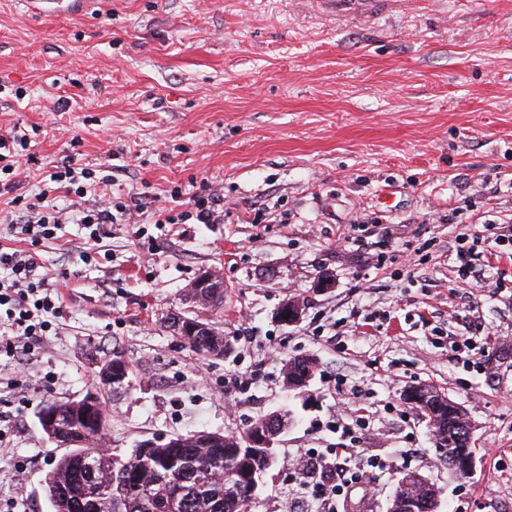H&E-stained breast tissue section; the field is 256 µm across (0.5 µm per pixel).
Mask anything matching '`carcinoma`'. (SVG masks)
Here are the masks:
<instances>
[{
	"label": "carcinoma",
	"instance_id": "cac0c4a2",
	"mask_svg": "<svg viewBox=\"0 0 512 512\" xmlns=\"http://www.w3.org/2000/svg\"><path fill=\"white\" fill-rule=\"evenodd\" d=\"M53 407L62 410L68 427H85L73 403L56 401ZM228 439L219 433L186 434L179 448L157 442L144 452L138 443L122 458L100 452L93 441L71 444L52 460V471L77 470L79 476L60 485L47 481L46 493L53 512H73L74 505L82 512H96L100 497L96 476L106 472L111 476L106 495L118 503L119 512H240L246 501L245 477L255 459L249 456L245 435L236 436L237 448L226 443ZM434 444L448 471L464 477L457 472V462L474 454L472 442L459 439L444 424ZM90 454L94 471L78 470Z\"/></svg>",
	"mask_w": 512,
	"mask_h": 512
}]
</instances>
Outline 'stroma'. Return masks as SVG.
Returning <instances> with one entry per match:
<instances>
[{
  "label": "stroma",
  "instance_id": "obj_1",
  "mask_svg": "<svg viewBox=\"0 0 512 512\" xmlns=\"http://www.w3.org/2000/svg\"><path fill=\"white\" fill-rule=\"evenodd\" d=\"M0 84V129L20 128L37 156L23 192L72 155L120 172L114 197L167 207L204 183L224 195L213 224L104 225L89 264L82 225L40 245L71 277L29 362L0 353V496L51 512L48 463L63 449L38 411L81 398L117 352L129 384L103 394L107 453L291 411L252 512H284L295 457L348 443L349 388L370 420L356 448L385 462L350 506L386 512L410 470L436 484L442 512H512V263L466 290L452 259L459 229L489 253L485 225L512 226V0H385L371 18L323 0H112L31 18L0 0ZM206 269L224 276L223 311L200 312L224 332L220 358L165 322ZM323 272L334 288H316ZM290 299L304 312L285 325ZM466 318L485 332L470 363L448 349ZM297 357L317 363L303 396L282 375ZM419 383L471 421L465 480L402 400Z\"/></svg>",
  "mask_w": 512,
  "mask_h": 512
}]
</instances>
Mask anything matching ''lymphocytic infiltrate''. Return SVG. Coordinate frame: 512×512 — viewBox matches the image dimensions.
<instances>
[{"mask_svg": "<svg viewBox=\"0 0 512 512\" xmlns=\"http://www.w3.org/2000/svg\"><path fill=\"white\" fill-rule=\"evenodd\" d=\"M30 141L26 135L12 131L0 133V186L13 188L20 177L21 159L28 151ZM51 192H65L84 199L86 206L78 215L59 209L49 200V192H40L28 198L16 195L12 199L14 210L7 215V223H19L33 242L56 239L64 225L77 222L90 229L88 241L82 246V256L95 253L100 228L115 223L117 218L133 220L135 215L152 212L160 224L214 223L221 203L218 192L211 185H201L191 205L181 212L165 207L149 208L145 202L126 204L106 198L101 186L111 184V175L97 176L89 168L66 167L50 172ZM40 257L36 251L0 250V326L7 327L9 338L0 337V350L24 363L53 327L61 312L62 296L51 288L50 280L66 278V271L42 273ZM345 466H338V459ZM302 474L296 489L288 494V512H345V505L354 484L364 482L375 471L382 469L380 459L357 456L352 448H330L311 451L307 457L294 463Z\"/></svg>", "mask_w": 512, "mask_h": 512, "instance_id": "obj_1", "label": "lymphocytic infiltrate"}]
</instances>
